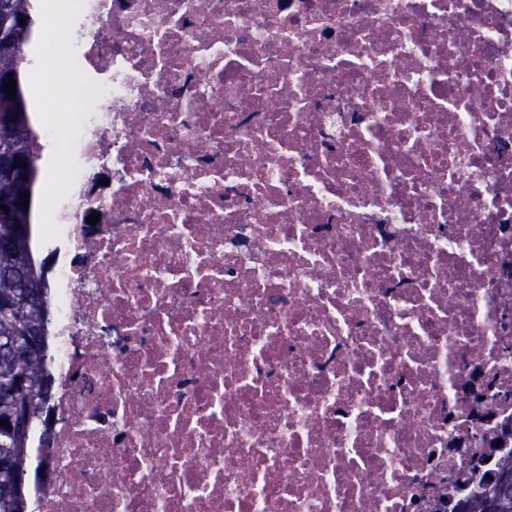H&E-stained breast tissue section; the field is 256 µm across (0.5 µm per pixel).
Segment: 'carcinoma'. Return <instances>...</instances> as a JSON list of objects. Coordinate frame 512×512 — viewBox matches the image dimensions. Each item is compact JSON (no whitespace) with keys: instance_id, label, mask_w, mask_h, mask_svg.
<instances>
[{"instance_id":"obj_1","label":"carcinoma","mask_w":512,"mask_h":512,"mask_svg":"<svg viewBox=\"0 0 512 512\" xmlns=\"http://www.w3.org/2000/svg\"><path fill=\"white\" fill-rule=\"evenodd\" d=\"M32 0H0V15L24 16L32 19ZM33 24L19 28L14 33L15 50L10 54H0V74L11 73L19 86L26 83L25 66L28 60L23 48L28 45ZM37 142L27 109L20 111V117L9 125H0V155L27 153L32 162H37ZM36 181L28 185L0 179V197L14 196L22 191L34 195ZM32 226V211L15 213L10 223L0 222V300L11 299L18 309V316L0 315V389L11 379L23 376L29 380L27 393V416L30 430L46 423L45 414L49 399L41 395L40 380L45 377L54 380L48 366L49 325L54 303L48 284L50 259L41 258L36 251L34 236L13 238L11 225ZM28 324L41 326V336L27 356L18 358L7 347L6 340L19 335ZM5 459L15 470L28 471L30 451L24 449L11 437L0 433V460ZM512 474V452L503 455L492 478L478 482L471 495L461 500L452 512H485L482 505L490 497L502 502L503 512H512V481L504 482V477Z\"/></svg>"}]
</instances>
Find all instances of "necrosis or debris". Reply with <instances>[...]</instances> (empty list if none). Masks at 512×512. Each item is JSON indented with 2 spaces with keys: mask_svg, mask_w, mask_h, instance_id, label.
<instances>
[{
  "mask_svg": "<svg viewBox=\"0 0 512 512\" xmlns=\"http://www.w3.org/2000/svg\"><path fill=\"white\" fill-rule=\"evenodd\" d=\"M78 2L38 512H452L512 450V0Z\"/></svg>",
  "mask_w": 512,
  "mask_h": 512,
  "instance_id": "1",
  "label": "necrosis or debris"
}]
</instances>
